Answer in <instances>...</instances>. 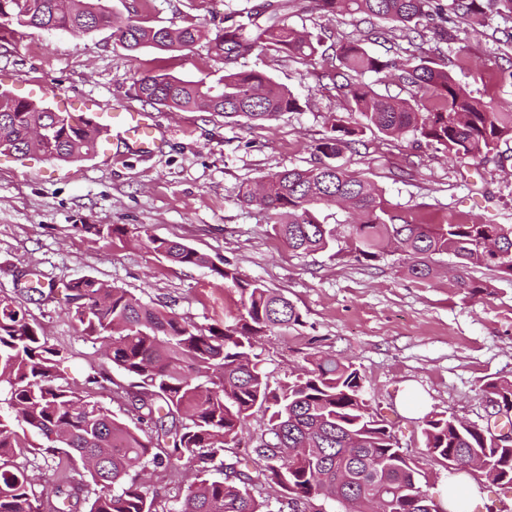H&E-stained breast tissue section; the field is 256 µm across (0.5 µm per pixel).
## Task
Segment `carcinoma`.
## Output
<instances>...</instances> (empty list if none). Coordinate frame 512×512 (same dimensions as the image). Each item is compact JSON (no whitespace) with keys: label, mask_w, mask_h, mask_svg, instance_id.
<instances>
[{"label":"carcinoma","mask_w":512,"mask_h":512,"mask_svg":"<svg viewBox=\"0 0 512 512\" xmlns=\"http://www.w3.org/2000/svg\"><path fill=\"white\" fill-rule=\"evenodd\" d=\"M103 0H0V11L21 27L63 31L74 36L103 27L122 48L179 51L202 44L222 65L214 83L167 73L143 74L135 83L144 104L167 111L212 112L247 124L270 121L301 109L300 97L265 71L248 67L256 49L288 52L310 59L317 53L313 36L288 24L287 16H271L260 24L255 12L224 17V28L212 34L190 23L181 27L145 26L129 19L104 20L86 11ZM316 9L332 17L359 15L362 21H384L438 43L453 40L466 18L512 22V0H451L443 8L435 0H314ZM339 71L332 79L344 99L342 110L360 114L362 123L341 121L316 146L318 165L269 174L261 192L242 186L238 199L257 204L273 219L275 235L297 253H345L358 261H375L387 250L410 259L408 271L424 279L435 257L451 255L460 271L457 286L474 298L487 286L470 276L485 267L512 276V225L424 224L393 211L370 179L336 163L344 149L364 130L389 137L412 132L427 145L457 158L500 155L512 139V112H501L471 96L433 58H421L396 75L411 99L384 95L366 74L396 68L352 40L336 48ZM430 106L420 109L411 100ZM101 128L92 121L74 123L66 112L17 99L0 91V154L28 153L71 162L97 152ZM342 201L351 216L347 234L322 223L317 206ZM97 236L122 239L127 228L83 224ZM154 251L182 266L206 267L241 289L242 312L224 327H201L173 312L142 301L121 288L93 278L64 284L67 312L83 338L99 342L113 367L135 381L128 393L135 418L125 421L71 384L56 381L54 364L61 351L50 345L28 317L22 295L35 292L49 301L53 289L30 285L14 295H0V512H72L80 500L88 512H156L139 472L196 467L175 512H272L266 499L254 495L265 484L284 497H320L324 491L340 512H448L420 485L421 469L403 456L389 427L371 413L362 376L349 360L315 353L308 365L279 386L251 358L257 338L274 329L302 323L286 297L264 285L242 283L236 268L219 265L178 240H155ZM499 421L479 426L443 413L423 420L425 448L435 461L457 465L479 460L481 475L512 484V380L489 378L482 385ZM256 411L269 415L267 437L252 450L254 470L237 472L241 461L228 455L247 419ZM95 462L89 480L75 482L61 468L65 461ZM42 463L53 479L35 484L29 466Z\"/></svg>","instance_id":"cac0c4a2"}]
</instances>
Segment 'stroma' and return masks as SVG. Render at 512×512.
Segmentation results:
<instances>
[{
  "instance_id": "1",
  "label": "stroma",
  "mask_w": 512,
  "mask_h": 512,
  "mask_svg": "<svg viewBox=\"0 0 512 512\" xmlns=\"http://www.w3.org/2000/svg\"><path fill=\"white\" fill-rule=\"evenodd\" d=\"M259 0H107L116 20L150 26L202 23L216 31L225 15L247 11ZM288 22L322 42L324 52L304 60L285 52L258 51L247 64L267 72L302 100L297 112L251 125H228L223 117L195 111H159L165 135L160 151L137 154L114 142L108 155L63 163L40 155L17 159L0 154V294L25 283L58 284L91 277L165 306L199 326L234 322L241 290L204 267L170 263L153 249L157 239L183 241L214 262H227L242 281H256L293 302L299 325L258 339L254 352L270 386H278L321 351L353 361L374 414L392 427L402 448L422 468L421 485L434 497L448 494L447 468L432 460L421 434L422 417L440 412L482 425L491 406L481 390L490 378L512 379V278L476 268L472 277L487 293L465 297L456 286L451 258H436L425 279L408 272L400 253L360 262L332 251L296 254L271 228L268 213L241 203V183H257L272 172L317 165L316 145L332 133L336 119L355 125L343 111L328 78L338 65L335 48L350 39L385 59L406 63L443 58L449 71L474 96L512 110V39L474 16L461 23L454 45L437 53L432 42L395 30L370 40L369 24L353 16L329 17L311 0H298ZM169 73L216 81L219 64L202 45L181 51L146 49L132 54L102 29L74 36L17 28L0 37V90L17 97L39 88L61 87L69 112L84 115L86 99L106 109L140 107L134 82L144 73ZM505 162L458 159L412 134L395 138L366 131L345 149L339 164L372 180L397 212L416 219L466 224H512V140L501 145ZM84 224L124 225L120 241L81 232ZM25 306L50 344L63 352L60 381H83L92 399L120 419L132 416L122 396L131 381L107 363L100 344L85 340L62 300L29 298ZM420 398L415 411L403 407L406 389ZM187 469L149 471L144 481L159 512L177 506ZM470 512H512V486L481 482Z\"/></svg>"
}]
</instances>
